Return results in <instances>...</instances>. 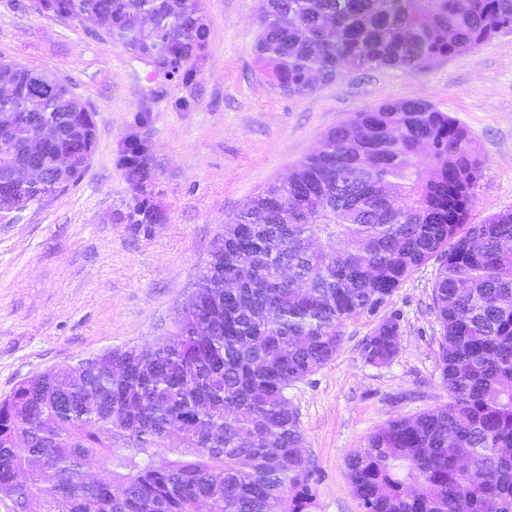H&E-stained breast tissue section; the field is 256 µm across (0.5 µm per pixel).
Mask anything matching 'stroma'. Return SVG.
I'll list each match as a JSON object with an SVG mask.
<instances>
[{"label": "stroma", "instance_id": "obj_1", "mask_svg": "<svg viewBox=\"0 0 512 512\" xmlns=\"http://www.w3.org/2000/svg\"><path fill=\"white\" fill-rule=\"evenodd\" d=\"M208 36L165 78L106 35L0 0V57L45 70L94 115L81 177L0 219V400L34 375L177 331L225 221L285 179L325 135L367 108L429 101L463 126L482 161L469 221L512 210V32L416 73L344 71L305 98L273 89L254 52L266 0H203ZM148 162L128 174L129 143ZM148 199L153 216L136 210ZM436 262L415 268L379 314L348 320L336 356L288 398L313 466L311 512H363L345 467L388 421L445 405L431 311ZM400 317L398 354L365 361L381 318Z\"/></svg>", "mask_w": 512, "mask_h": 512}]
</instances>
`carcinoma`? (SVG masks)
I'll use <instances>...</instances> for the list:
<instances>
[{
  "label": "carcinoma",
  "mask_w": 512,
  "mask_h": 512,
  "mask_svg": "<svg viewBox=\"0 0 512 512\" xmlns=\"http://www.w3.org/2000/svg\"><path fill=\"white\" fill-rule=\"evenodd\" d=\"M37 3L176 67L206 31L202 0ZM509 31L512 0H268L255 52L275 89L305 98L345 69L419 70ZM24 80L0 59V184L19 208L82 174L51 150L41 163L57 178L29 176L32 128L14 117ZM47 82L31 104L41 128L95 150L92 115ZM481 166L466 130L425 100L329 131L224 225L172 342L37 374L0 401V494L16 512H309L287 389L333 359L347 320L377 314L434 259L448 403L373 432L346 457L351 486L364 512H512V212L468 223ZM399 335L398 315L382 319L365 361L391 362ZM92 457L102 474L86 479Z\"/></svg>",
  "instance_id": "carcinoma-1"
}]
</instances>
